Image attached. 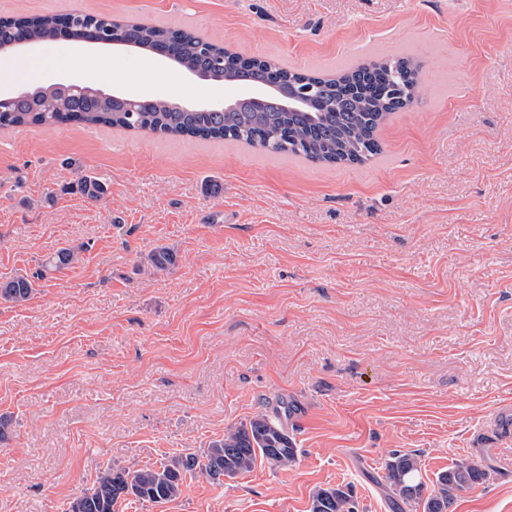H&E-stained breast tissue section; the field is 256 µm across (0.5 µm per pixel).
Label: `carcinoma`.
<instances>
[{
  "mask_svg": "<svg viewBox=\"0 0 512 512\" xmlns=\"http://www.w3.org/2000/svg\"><path fill=\"white\" fill-rule=\"evenodd\" d=\"M67 23L71 35L79 38L92 27L106 39L115 34L137 46L155 47L169 43L178 65L216 75L215 63L227 54L223 46L193 33L160 25H121L106 18L80 13L36 15L0 20V47L9 50L21 38L53 41L60 24ZM245 81H262L273 76L297 80V88H308L316 98L311 115L288 114L274 106L265 112H179L162 100H143L135 111L110 99L87 94L64 97L51 86L31 88L32 99L12 108L0 107V128L22 125L53 126L77 124L138 130L163 136L202 140L244 142L274 154L303 156L327 164H363L381 154L376 138L380 125L393 113L409 106L418 89V67L409 56L374 61L342 69L335 74L301 73L260 58L234 72ZM81 192L98 200L106 188L85 176ZM77 261V253L62 248L49 257L43 271H56ZM174 263L173 250L159 247L150 255L156 270ZM34 291L26 276L0 281V301L23 304ZM290 405L265 408L224 436L211 441L200 452L174 455L158 464L138 469L108 467L93 486L74 498L65 512H117L119 501L129 495L152 504H164L181 494L186 478L219 481L253 469L261 458L276 468L295 463L297 448L284 420L292 414ZM488 478V472L463 458L437 474L435 483L423 481L419 459L414 454L394 453L385 463L382 481L389 490L393 512H448L455 494ZM309 512H354L350 495L340 486L319 489Z\"/></svg>",
  "mask_w": 512,
  "mask_h": 512,
  "instance_id": "1",
  "label": "carcinoma"
}]
</instances>
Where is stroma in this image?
<instances>
[{"label": "stroma", "mask_w": 512, "mask_h": 512, "mask_svg": "<svg viewBox=\"0 0 512 512\" xmlns=\"http://www.w3.org/2000/svg\"><path fill=\"white\" fill-rule=\"evenodd\" d=\"M186 29L301 71L407 54L421 93L366 165L108 127L0 129V512H66L106 466L206 448L294 405L297 460L118 512H308L345 486L391 512L393 452L489 478L448 512H512V0H0ZM40 73L214 104L178 66L79 45ZM92 176L107 192L77 188ZM166 246L175 265L153 270ZM78 263L49 273L62 248ZM34 290L33 282L27 276H15L0 281V301L23 304L30 299Z\"/></svg>", "instance_id": "obj_1"}]
</instances>
